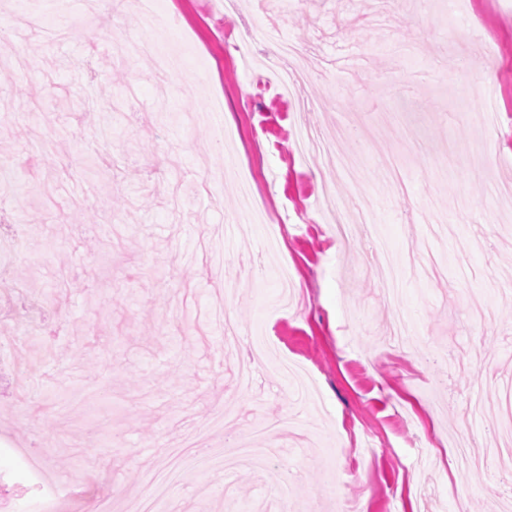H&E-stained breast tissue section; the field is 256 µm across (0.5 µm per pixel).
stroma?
Returning <instances> with one entry per match:
<instances>
[{"label":"stroma","instance_id":"1","mask_svg":"<svg viewBox=\"0 0 512 512\" xmlns=\"http://www.w3.org/2000/svg\"><path fill=\"white\" fill-rule=\"evenodd\" d=\"M224 2L154 0L173 77L121 66L100 35L109 17L82 23L91 0L0 6L26 60L0 73V240L11 225L26 236L0 252L23 289L0 294V483L14 489L37 455L58 489L136 494L229 402L250 421L209 445L292 418L274 443L295 512H490L512 457L463 471L453 439L469 432L482 455L512 395V0ZM284 39L310 64L288 99L235 50L262 58ZM339 50L361 68H333ZM218 99L211 123L187 126ZM303 125L360 159L359 183L335 155L296 153ZM357 204L400 269L396 302L365 272ZM29 292L42 311L21 336ZM219 309L301 362L310 391L263 370L240 387ZM398 310L422 349L393 339ZM228 497L280 512L248 468L186 474L159 510L222 512Z\"/></svg>","mask_w":512,"mask_h":512}]
</instances>
